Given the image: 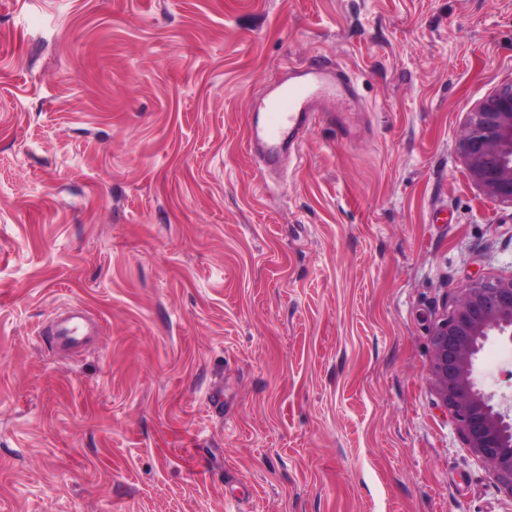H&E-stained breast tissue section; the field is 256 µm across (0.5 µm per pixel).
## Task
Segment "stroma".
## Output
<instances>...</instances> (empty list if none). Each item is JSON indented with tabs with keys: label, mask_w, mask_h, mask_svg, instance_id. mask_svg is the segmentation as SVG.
<instances>
[{
	"label": "stroma",
	"mask_w": 512,
	"mask_h": 512,
	"mask_svg": "<svg viewBox=\"0 0 512 512\" xmlns=\"http://www.w3.org/2000/svg\"><path fill=\"white\" fill-rule=\"evenodd\" d=\"M317 56L346 129L260 168L252 96ZM509 81L512 0H0V512H512L430 378L512 275L457 151ZM90 330L89 320L80 309H70L55 317L48 334L61 347L79 346Z\"/></svg>",
	"instance_id": "35a3bbf8"
}]
</instances>
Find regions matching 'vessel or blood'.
I'll return each mask as SVG.
<instances>
[{"label":"vessel or blood","instance_id":"1","mask_svg":"<svg viewBox=\"0 0 512 512\" xmlns=\"http://www.w3.org/2000/svg\"><path fill=\"white\" fill-rule=\"evenodd\" d=\"M356 96L352 80L333 63L313 59L288 70V76L255 97L258 117L250 124L245 144L266 167H277L285 147L298 143L309 126L322 115L325 99L349 106ZM90 330L84 312L71 309L54 318L48 333L59 346H79Z\"/></svg>","mask_w":512,"mask_h":512}]
</instances>
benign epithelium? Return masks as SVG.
I'll list each match as a JSON object with an SVG mask.
<instances>
[{
	"instance_id": "1",
	"label": "benign epithelium",
	"mask_w": 512,
	"mask_h": 512,
	"mask_svg": "<svg viewBox=\"0 0 512 512\" xmlns=\"http://www.w3.org/2000/svg\"><path fill=\"white\" fill-rule=\"evenodd\" d=\"M458 154L473 184L512 207V82L500 85L458 133ZM512 343V276L475 278L432 328L431 378L458 433L493 479L512 494V407L479 387L476 360L489 337Z\"/></svg>"
}]
</instances>
